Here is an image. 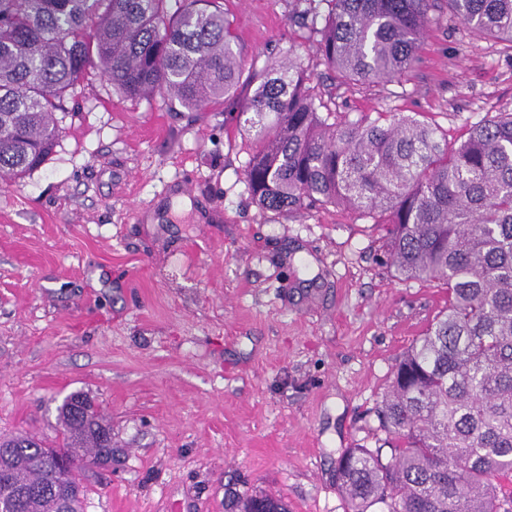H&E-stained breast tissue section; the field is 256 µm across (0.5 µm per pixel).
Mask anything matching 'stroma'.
<instances>
[{"mask_svg": "<svg viewBox=\"0 0 512 512\" xmlns=\"http://www.w3.org/2000/svg\"><path fill=\"white\" fill-rule=\"evenodd\" d=\"M220 2L245 62L296 50L339 115L403 112L453 144L512 110V46L447 14L403 75L349 85L301 0ZM56 119L49 159L0 179V437L57 445L56 408L81 391L112 424L84 512H239L251 494L347 512L336 458L374 447L391 371L447 291L399 280L353 211L256 207L235 113L131 100L93 72Z\"/></svg>", "mask_w": 512, "mask_h": 512, "instance_id": "35a3bbf8", "label": "stroma"}]
</instances>
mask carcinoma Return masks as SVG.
<instances>
[{"mask_svg":"<svg viewBox=\"0 0 512 512\" xmlns=\"http://www.w3.org/2000/svg\"><path fill=\"white\" fill-rule=\"evenodd\" d=\"M309 39L349 84L390 81L419 60L431 13L512 44V0H325ZM219 0H0V178L22 177L56 147L55 114L91 71L129 99L162 94L197 110L250 85L243 169L262 210L333 205L385 230L398 277L448 290V306L395 364L375 408L386 438L342 449L348 512H512V112L450 145L413 115L336 118L301 63L246 71ZM70 476L112 451V428L74 392L57 407ZM28 435L0 439L20 491L11 512H60L61 472ZM287 512L267 496L241 512Z\"/></svg>","mask_w":512,"mask_h":512,"instance_id":"obj_1","label":"carcinoma"}]
</instances>
